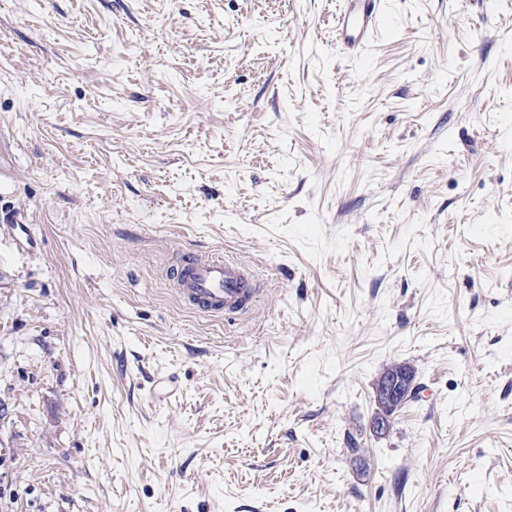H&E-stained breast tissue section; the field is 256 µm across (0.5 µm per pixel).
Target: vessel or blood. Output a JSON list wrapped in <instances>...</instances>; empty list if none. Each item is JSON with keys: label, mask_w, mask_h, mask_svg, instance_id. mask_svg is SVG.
<instances>
[{"label": "vessel or blood", "mask_w": 512, "mask_h": 512, "mask_svg": "<svg viewBox=\"0 0 512 512\" xmlns=\"http://www.w3.org/2000/svg\"><path fill=\"white\" fill-rule=\"evenodd\" d=\"M339 19L344 40L352 53H359L377 33L380 0H347ZM183 302L205 314H245L257 292L253 275L244 263L197 256L167 275Z\"/></svg>", "instance_id": "b4317fda"}]
</instances>
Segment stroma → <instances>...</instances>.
I'll return each instance as SVG.
<instances>
[{"instance_id": "35a3bbf8", "label": "stroma", "mask_w": 512, "mask_h": 512, "mask_svg": "<svg viewBox=\"0 0 512 512\" xmlns=\"http://www.w3.org/2000/svg\"><path fill=\"white\" fill-rule=\"evenodd\" d=\"M344 6L0 0V512H512V0ZM349 6L341 14L339 25L344 40L354 54L378 32L381 20L380 0H347ZM166 276L186 305L205 314H246L258 288L247 265L217 257L196 256ZM413 375L408 369H403L400 372L392 374L381 375L375 382L374 401L388 413H377L380 408L377 406V411L371 421V429L375 434L385 433L390 426L391 413L396 411L402 406L403 395L407 388L413 386Z\"/></svg>"}]
</instances>
